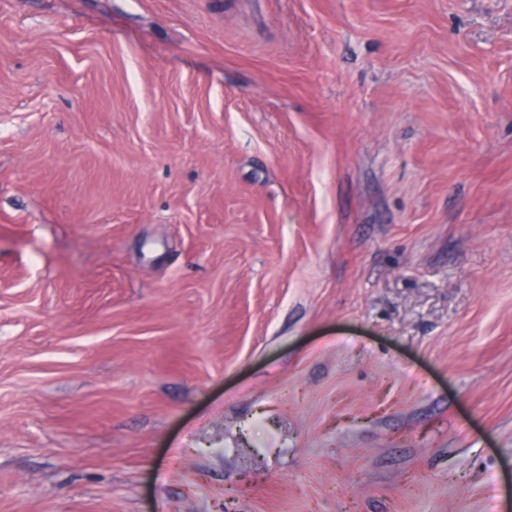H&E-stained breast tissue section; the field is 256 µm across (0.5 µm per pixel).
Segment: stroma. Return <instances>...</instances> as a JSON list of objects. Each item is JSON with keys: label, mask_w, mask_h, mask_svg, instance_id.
I'll list each match as a JSON object with an SVG mask.
<instances>
[{"label": "stroma", "mask_w": 512, "mask_h": 512, "mask_svg": "<svg viewBox=\"0 0 512 512\" xmlns=\"http://www.w3.org/2000/svg\"><path fill=\"white\" fill-rule=\"evenodd\" d=\"M0 512H512V0H0Z\"/></svg>", "instance_id": "35a3bbf8"}]
</instances>
